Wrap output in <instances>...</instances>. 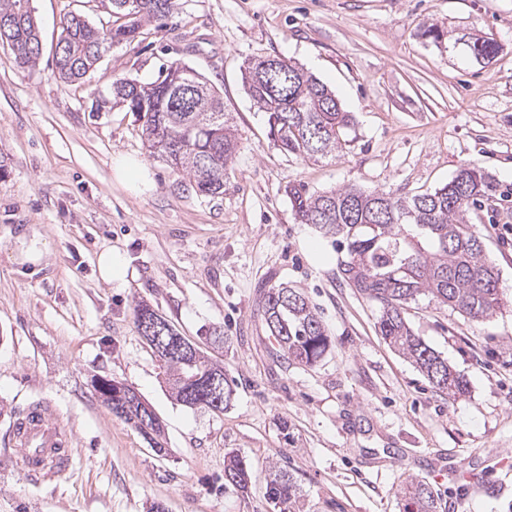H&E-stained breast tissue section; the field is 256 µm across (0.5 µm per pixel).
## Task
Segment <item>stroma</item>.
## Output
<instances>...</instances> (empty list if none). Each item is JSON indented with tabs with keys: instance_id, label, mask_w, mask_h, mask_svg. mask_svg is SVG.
<instances>
[{
	"instance_id": "35a3bbf8",
	"label": "stroma",
	"mask_w": 512,
	"mask_h": 512,
	"mask_svg": "<svg viewBox=\"0 0 512 512\" xmlns=\"http://www.w3.org/2000/svg\"><path fill=\"white\" fill-rule=\"evenodd\" d=\"M42 56L22 69L0 45V512H403L413 477L440 512H512V0H179L163 23L112 46L84 83L54 75L66 13L107 22L100 0H31ZM438 36H429L428 26ZM500 46L487 64L461 36ZM292 59L351 112L333 158L285 153L241 78L254 57ZM174 61L224 97L240 146L223 194L199 195L143 144L132 113L93 111L115 78L157 79ZM475 165L498 195L470 214L499 271L501 308L475 320L418 296L414 333L468 384L436 393L377 328V305L339 274L346 252L296 220L288 189L414 194ZM45 243L15 262L19 233ZM112 253L119 279H102ZM301 289L331 347L312 367L272 353L262 283ZM144 303L233 382L224 412L171 399L139 335ZM224 343L211 345L213 331ZM134 388L161 421L163 452L112 415L93 380ZM51 403L73 430L72 470L34 480L13 466L12 413ZM252 463L241 493L224 454ZM297 481L295 509L266 497L272 467Z\"/></svg>"
}]
</instances>
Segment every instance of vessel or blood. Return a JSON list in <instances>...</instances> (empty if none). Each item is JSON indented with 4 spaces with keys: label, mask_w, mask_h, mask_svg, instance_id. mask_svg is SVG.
I'll return each mask as SVG.
<instances>
[{
    "label": "vessel or blood",
    "mask_w": 512,
    "mask_h": 512,
    "mask_svg": "<svg viewBox=\"0 0 512 512\" xmlns=\"http://www.w3.org/2000/svg\"><path fill=\"white\" fill-rule=\"evenodd\" d=\"M9 437L18 450V466L29 476L46 478L73 465L72 432L50 405L28 410L13 422Z\"/></svg>",
    "instance_id": "b4317fda"
}]
</instances>
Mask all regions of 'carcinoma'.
I'll return each mask as SVG.
<instances>
[{"label":"carcinoma","instance_id":"cac0c4a2","mask_svg":"<svg viewBox=\"0 0 512 512\" xmlns=\"http://www.w3.org/2000/svg\"><path fill=\"white\" fill-rule=\"evenodd\" d=\"M22 0H0V42L15 53L22 68L42 53L37 22L21 13ZM111 24L95 27L70 13L64 17V43L56 45L54 72L70 83L81 82L110 45L131 42L143 26L168 18L176 0H107ZM500 46L473 38L465 52L474 59H492ZM253 60L242 71L249 95L267 115L269 133L287 153L302 158L334 156L349 143L353 116L336 94L298 63L279 60V76L269 87L263 65ZM112 105L135 113L152 155L165 158L188 178L196 191L214 197L224 193V179L239 149L237 129L224 112L223 97L193 68L173 62L150 83L118 78L112 82ZM496 191L492 176L474 165L460 169L448 183L425 193L392 195L354 186L310 193L293 186L288 196L296 219L312 224L325 236L341 238L347 260L340 273L348 286L379 307L378 328L395 351L409 359L435 391L454 398L466 391V381L448 361L415 335L403 305L419 295L450 306L472 318L492 315L501 303L499 272L485 256L480 236L469 222L472 210ZM262 317L281 357L292 364L312 366L330 347V338L305 294L282 283L263 295ZM166 383L176 401L190 408L222 412L233 395L224 380L220 399L196 385L197 377L220 372L201 350L186 359L157 355ZM112 414L137 430L151 448L164 450L163 427L155 413L125 411L131 387L115 380L93 385ZM251 463L233 450L224 454V485L248 489ZM404 512H437L438 497L423 480L400 490ZM267 497L293 505L299 488L292 476L273 470Z\"/></svg>","mask_w":512,"mask_h":512}]
</instances>
